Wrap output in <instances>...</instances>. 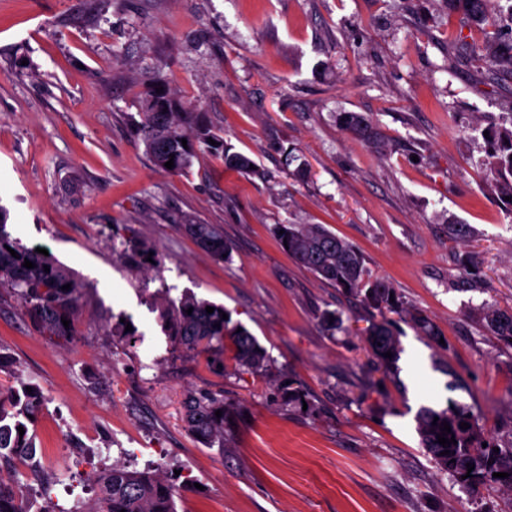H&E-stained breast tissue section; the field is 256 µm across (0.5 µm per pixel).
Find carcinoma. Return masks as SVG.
I'll return each mask as SVG.
<instances>
[{"instance_id":"1","label":"carcinoma","mask_w":512,"mask_h":512,"mask_svg":"<svg viewBox=\"0 0 512 512\" xmlns=\"http://www.w3.org/2000/svg\"><path fill=\"white\" fill-rule=\"evenodd\" d=\"M459 8L468 21L484 32L480 44L469 45V57L493 74L504 68L512 70V49L501 42L504 21L512 23V0L493 13V0H449ZM165 78L155 76L153 86L142 99L140 121L137 130L144 142L153 165L166 170L165 163L174 159L170 172L179 174L189 170L199 152L207 151L221 158L224 166L245 173H259L250 169L254 161L247 155L230 151L224 138L212 130L200 112L194 111L179 99L157 88ZM187 145H182V140ZM216 144H210V141ZM490 146L488 168L492 184L512 213V129L489 131L486 137ZM187 234L199 248L213 258L223 261L231 256V246L224 240L221 227L215 224L184 222ZM274 234L279 243H287L284 250L298 264L310 270L318 279L354 294L381 314L404 313L423 332L433 336L435 330L429 319L415 308L405 307L393 284L386 278H373L365 266L362 252L345 239L337 236L321 224H277ZM18 257H13L10 251ZM31 261L35 267L23 266ZM50 271H44V267ZM69 284L71 289L62 286ZM0 286L9 288L40 332L60 339L77 335V322L82 298L81 285L71 270L52 256H45L33 247L21 245L6 230L5 215L0 210ZM214 308L209 314L206 307ZM192 313H186V310ZM224 306L183 295L178 301H169L159 308L162 322L168 328L174 342L187 351H204L213 362L224 364V353H231L234 367L252 372H262L270 365L264 347L240 325H230L222 318ZM69 320L64 326L61 319ZM484 320L497 336L505 342L512 341V313L493 307L484 310ZM366 343L373 356L387 372L396 368L400 353L399 342L385 321L373 324L366 333ZM389 352L392 357L384 356ZM28 384L3 392L0 390V462H9L22 455H30L35 448L34 439L27 430L41 406L42 394L37 387L26 390ZM184 421L188 431L210 445L224 447V425L231 408L224 402V394L206 389L190 391L182 400ZM222 411L216 417V411ZM418 430L425 448L441 468L451 472L470 489L487 482L499 485L500 490L512 496V458L502 459L494 452V446H482V438L473 417L462 407L450 405L442 410L424 408L418 417ZM469 428H460L461 423ZM449 424L451 432L442 431ZM26 430L19 435L18 427ZM455 439L450 447L438 443L437 435ZM450 454L445 455L443 451ZM474 470L467 471V464ZM505 472L506 478L493 474ZM97 494L92 507L85 512H177L178 488L156 474L144 470H130L126 466L113 465L90 476ZM0 512H29L25 507L20 486L12 480L0 477Z\"/></svg>"}]
</instances>
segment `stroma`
Segmentation results:
<instances>
[{"instance_id":"35a3bbf8","label":"stroma","mask_w":512,"mask_h":512,"mask_svg":"<svg viewBox=\"0 0 512 512\" xmlns=\"http://www.w3.org/2000/svg\"><path fill=\"white\" fill-rule=\"evenodd\" d=\"M482 37L448 0H0V207L12 238L83 284L68 341L0 287V387L44 396L36 454L11 469L30 512H78L116 461L181 486L178 512H512L497 484L474 493L440 469L417 422L464 406L512 455V346L482 314L512 311V213L475 130L512 122V72L488 79L465 55ZM159 73L260 176L206 152L187 173L152 165L134 122ZM186 219L220 225L230 260ZM277 224L358 247L435 335L319 280ZM129 237L158 267L125 263ZM185 292L245 326L268 372L176 348L155 304ZM383 318L390 374L365 341ZM191 388L231 405L223 447L187 431Z\"/></svg>"}]
</instances>
